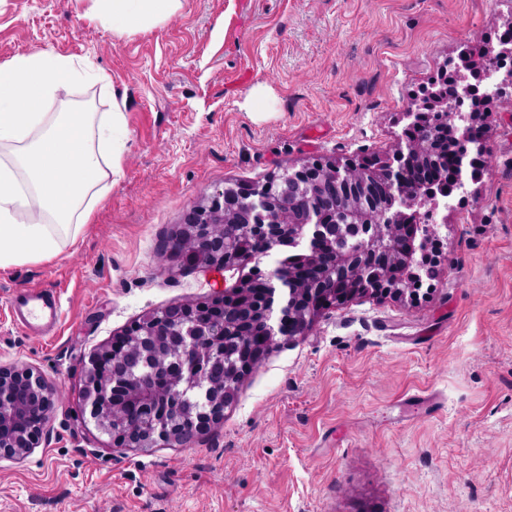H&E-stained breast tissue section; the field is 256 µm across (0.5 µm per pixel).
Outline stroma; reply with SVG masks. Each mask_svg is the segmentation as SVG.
<instances>
[{"label": "stroma", "mask_w": 512, "mask_h": 512, "mask_svg": "<svg viewBox=\"0 0 512 512\" xmlns=\"http://www.w3.org/2000/svg\"><path fill=\"white\" fill-rule=\"evenodd\" d=\"M511 21L512 0H182L119 38L94 0H0V63L39 49L91 60L110 83H76L72 100L123 103L128 132L123 174L77 243L0 268V365L60 397L38 447L0 458V512H512V87L488 107L491 166L472 198L433 214L439 265L418 303L325 311L188 447H112L81 397L93 350L242 277L161 261L203 194L385 153L449 61ZM23 287L54 289L49 334L11 320Z\"/></svg>", "instance_id": "obj_1"}]
</instances>
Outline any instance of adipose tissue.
I'll list each match as a JSON object with an SVG mask.
<instances>
[{"label": "adipose tissue", "mask_w": 512, "mask_h": 512, "mask_svg": "<svg viewBox=\"0 0 512 512\" xmlns=\"http://www.w3.org/2000/svg\"><path fill=\"white\" fill-rule=\"evenodd\" d=\"M116 36L160 23L182 0H95ZM78 81L109 84L87 62L35 50L0 64V268L58 257L122 174L127 132L64 102Z\"/></svg>", "instance_id": "1"}]
</instances>
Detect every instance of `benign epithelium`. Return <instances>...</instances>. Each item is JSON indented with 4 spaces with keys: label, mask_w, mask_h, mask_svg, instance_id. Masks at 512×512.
Here are the masks:
<instances>
[{
    "label": "benign epithelium",
    "mask_w": 512,
    "mask_h": 512,
    "mask_svg": "<svg viewBox=\"0 0 512 512\" xmlns=\"http://www.w3.org/2000/svg\"><path fill=\"white\" fill-rule=\"evenodd\" d=\"M490 60L511 63L498 76V84L512 82V29L498 47L484 44L479 51L465 49L450 75L439 79L438 88L403 113L407 124L385 154L345 163L313 159L290 166L262 184L237 188L234 205L228 204L225 188L203 196L173 231L168 259L184 260L202 271L243 266L242 254L235 248L239 235L262 239L269 251L248 257L254 266L238 283L195 304H171L153 311L150 319L135 322L89 355L82 399L95 428L109 436L116 448L140 450L159 442L188 447L224 419V411L238 400L242 379L259 368L275 346L307 335L325 310L357 297L417 299L423 277L436 268L437 229L432 224H403L397 212L385 215L382 224L369 215L377 212L380 190L394 191L409 204L448 208L445 198H422L408 189L407 158L422 161L427 154L429 142L413 135L422 127L426 108L440 112L465 153L475 152L471 180L487 168L490 151L483 112L449 110L445 85L452 80L460 89L472 91L477 73ZM338 208L351 219L338 230L356 239V249L344 253L336 252L326 229ZM299 237L309 240L305 267H345L347 276L340 285L319 288L298 269L281 280L276 268L259 267L268 252ZM417 252L420 261L413 263L411 256ZM256 279L269 282L259 307L252 293ZM229 311L246 323L265 325L266 334L256 345H240L234 370L216 380L212 377L214 354L228 343L227 337L247 335L224 324V313ZM185 322L189 326L184 345L191 354L176 364L170 357L171 336ZM139 361L167 371L172 401L192 398L208 403L209 408L186 425L153 410L154 391L134 387L133 365ZM54 402L55 391L41 375L30 368L0 365V458L20 459L38 447ZM132 405L150 412V428L128 425L127 410Z\"/></svg>",
    "instance_id": "7a95c632"
}]
</instances>
